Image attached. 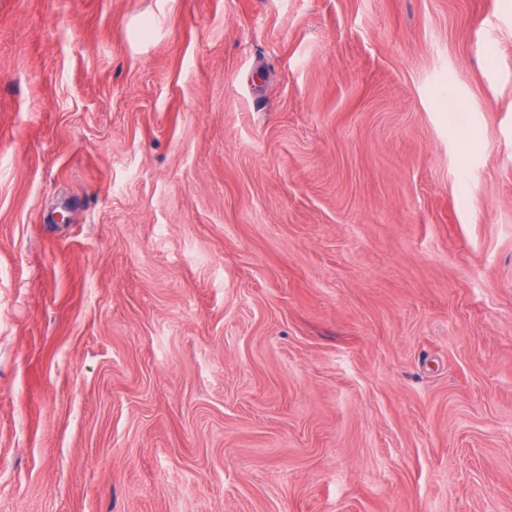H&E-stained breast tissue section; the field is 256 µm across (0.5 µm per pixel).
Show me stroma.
<instances>
[{
	"mask_svg": "<svg viewBox=\"0 0 512 512\" xmlns=\"http://www.w3.org/2000/svg\"><path fill=\"white\" fill-rule=\"evenodd\" d=\"M0 512H512V0H0Z\"/></svg>",
	"mask_w": 512,
	"mask_h": 512,
	"instance_id": "obj_1",
	"label": "stroma"
}]
</instances>
